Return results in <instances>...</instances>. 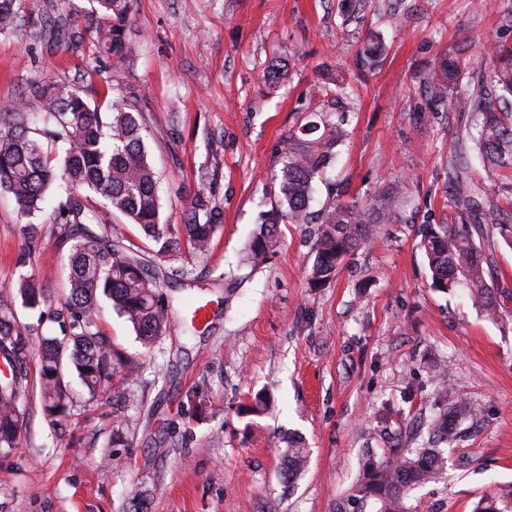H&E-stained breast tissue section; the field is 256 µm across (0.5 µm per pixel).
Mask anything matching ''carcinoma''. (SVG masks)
Listing matches in <instances>:
<instances>
[{
  "mask_svg": "<svg viewBox=\"0 0 512 512\" xmlns=\"http://www.w3.org/2000/svg\"><path fill=\"white\" fill-rule=\"evenodd\" d=\"M95 16L86 31L100 56L118 62L124 56L123 31L128 0H94ZM18 0H0V32L14 27ZM491 66L469 70L457 56L441 61L425 77L434 103L451 101L455 110L468 112V132L474 150L488 174L494 176L512 167V52L492 46L487 52ZM470 90L454 95L462 83ZM43 102L42 125L32 127L31 113L16 103L0 111V192L10 194L21 215L26 248L15 261L17 293L0 296V357L9 362L13 374L0 383V453L14 447L21 417L20 391L27 357L37 356L43 411L51 418L63 417L72 406L65 371L71 369L90 400L111 391L115 409L130 402L126 389L112 387V343L95 329L97 296L129 322L147 352L151 353L169 327L173 298L163 292L165 283L134 250L123 244L125 231L112 225L74 193L88 189L100 196L106 213L122 214L138 225L159 251L188 249L203 255L223 224V211L209 197L196 196L186 209L181 229L161 222V199L157 173L143 136V116L120 99L111 111L90 108L76 87L63 82L38 88ZM344 116L326 114L321 123L307 122L288 136L280 175L276 176V204L263 212L259 229L248 241L242 261L253 269L266 263L276 246L278 224L311 223L313 185L332 163L335 148L345 136ZM469 150L457 151L449 161L451 195L450 223L422 224L418 248L427 259L428 287L445 294L464 293L473 306L489 319L499 316L500 304L487 282L495 245L512 247V208L492 203L483 185L465 175ZM71 190L54 206L50 223L60 226L61 239L70 243L67 256L69 292L60 305H53L45 285L26 271L30 250L42 224L34 219L58 181ZM400 192L391 185L375 199L341 203L333 200L321 212L314 232L315 258L309 283L319 288L336 275L338 268L372 234L376 224L395 218ZM168 279L179 285L196 286L193 270L179 267ZM30 309L49 308V320L58 324L61 336L35 344L15 318L16 304ZM473 415L471 404L458 397L443 409L432 424L436 441L415 448H393L389 454L370 457L350 498L378 505L377 512H405L404 495L444 474L446 459L436 442H451L457 423ZM278 449L286 482L296 479L308 464V452L300 444L283 440Z\"/></svg>",
  "mask_w": 512,
  "mask_h": 512,
  "instance_id": "1",
  "label": "carcinoma"
}]
</instances>
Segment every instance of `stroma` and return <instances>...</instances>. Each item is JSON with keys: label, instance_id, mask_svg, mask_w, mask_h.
<instances>
[{"label": "stroma", "instance_id": "stroma-1", "mask_svg": "<svg viewBox=\"0 0 512 512\" xmlns=\"http://www.w3.org/2000/svg\"><path fill=\"white\" fill-rule=\"evenodd\" d=\"M89 0H21L16 27L0 34V107L40 111L36 89L76 86L98 111L123 95L145 117L150 161L160 178L162 220L182 224L196 195L211 196L224 223L209 253H159L120 214L130 242L160 268L203 271L206 299L221 302L194 336L181 314L153 353L100 300L96 327L112 341L113 385L125 362L142 365L126 385L124 410L110 396L89 401L71 380L74 405L52 422L42 411L38 362L26 365L23 415L14 448L0 454V512H365L349 501L366 450L386 452L439 412L431 378L448 370L449 394L465 395L477 418L459 423L443 478L409 492V512H473L485 497L512 505V249L493 255L501 306L485 318L464 298L428 288L416 247L422 224L448 221V156L466 139L468 113L431 103L423 77L442 57L479 69L493 45L512 47L503 17L512 0H129L126 56L113 64L90 40L54 33ZM407 14L388 21L393 7ZM380 37L376 66L358 51ZM288 65L269 84L266 69ZM343 79L347 135L312 210L332 189L367 201L391 183L396 218L376 225L330 283L312 288L307 224H284L270 260L241 262L260 212L271 209L288 134L322 111L318 89ZM214 166L213 184L200 166ZM14 200L0 194V295L16 291L14 262L25 245ZM68 246L43 225L28 273L55 300L67 293ZM272 405L252 416L256 393ZM122 431L113 446V431ZM295 435L309 450L291 484L278 449Z\"/></svg>", "mask_w": 512, "mask_h": 512}]
</instances>
